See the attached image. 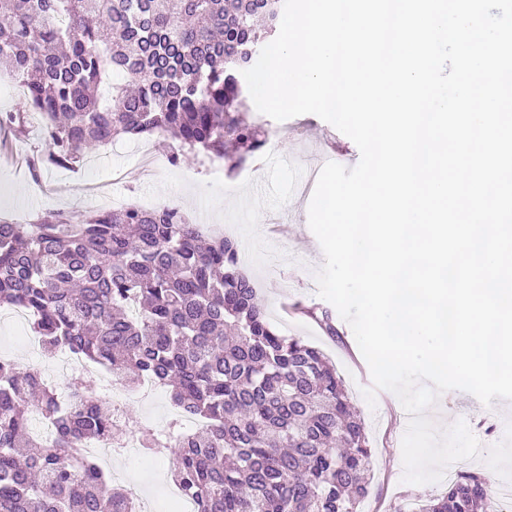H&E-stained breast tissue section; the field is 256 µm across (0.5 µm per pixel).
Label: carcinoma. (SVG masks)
Instances as JSON below:
<instances>
[{
	"label": "carcinoma",
	"instance_id": "cac0c4a2",
	"mask_svg": "<svg viewBox=\"0 0 512 512\" xmlns=\"http://www.w3.org/2000/svg\"><path fill=\"white\" fill-rule=\"evenodd\" d=\"M282 0H0V62L71 167L100 146L161 134L170 161L241 167L262 147L240 86L275 39ZM22 308L45 354L62 347L133 386L151 377L186 431L142 430L147 454L197 512H357L371 449L323 351L278 333L229 237L177 207L135 204L76 221L0 224V307ZM51 444L30 434L32 399ZM112 413L75 407L35 369L0 359V512H135L84 451ZM484 477L460 475L419 512H489Z\"/></svg>",
	"mask_w": 512,
	"mask_h": 512
}]
</instances>
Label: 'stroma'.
I'll return each mask as SVG.
<instances>
[{
  "instance_id": "obj_1",
  "label": "stroma",
  "mask_w": 512,
  "mask_h": 512,
  "mask_svg": "<svg viewBox=\"0 0 512 512\" xmlns=\"http://www.w3.org/2000/svg\"><path fill=\"white\" fill-rule=\"evenodd\" d=\"M1 112H23L28 124L22 135L0 128V139L13 143L12 157H0V222L37 221L50 212L78 217L89 210L112 209L116 204L139 203L150 197L160 205H176L190 218L212 230H226L235 238L246 260L243 269L256 283L258 297L272 325L288 336H298L319 347L335 366L352 403L365 424L373 454L370 494L358 512H399L405 503H421L443 493L438 481L425 485L404 482L399 450L409 423L408 413L389 409L388 391L376 393L375 404L363 396L373 385L370 369L350 325L335 318V335H327L308 315L330 304L317 294L315 275L324 256L308 225L311 196L304 186L318 157L351 168L360 152L354 142L313 114L278 122L261 119L267 142L254 161L228 175L207 159L189 157L168 161L163 136L119 140L87 154L71 167L45 163L47 131L30 114L23 93L0 94ZM0 354L16 359L21 369L39 368L55 384L59 395L68 392L66 377L56 375L52 358H29L11 324L0 319ZM129 428L167 429L173 406L165 391L126 403ZM433 421L465 420L485 447L502 442L512 423V401L483 405L473 395L450 390L427 412ZM123 472L122 483L147 512H169L172 480L169 459L125 452L112 460Z\"/></svg>"
}]
</instances>
